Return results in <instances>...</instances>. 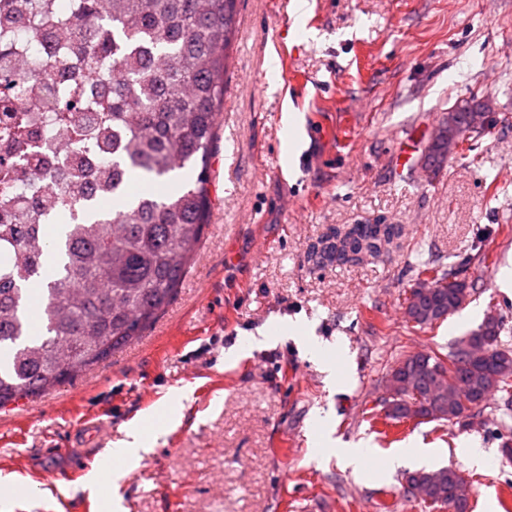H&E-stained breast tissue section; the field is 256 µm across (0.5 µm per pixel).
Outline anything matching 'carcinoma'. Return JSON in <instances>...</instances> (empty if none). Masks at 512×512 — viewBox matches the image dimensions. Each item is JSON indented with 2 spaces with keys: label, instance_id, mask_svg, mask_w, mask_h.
<instances>
[{
  "label": "carcinoma",
  "instance_id": "obj_1",
  "mask_svg": "<svg viewBox=\"0 0 512 512\" xmlns=\"http://www.w3.org/2000/svg\"><path fill=\"white\" fill-rule=\"evenodd\" d=\"M238 0H10L0 32L47 37L38 72L16 67L22 51L0 42V405L64 383L137 341L175 299L209 221L211 148L224 110V75ZM112 198L100 206L95 189ZM58 238L46 225L60 215ZM397 224L336 228L312 247L318 264L345 265L399 238ZM435 284L408 320L421 330L460 307L467 281L424 263ZM500 320L470 333L473 358L457 350L400 359L387 419L411 408L465 429L500 395L512 410V349ZM447 363L448 387L433 392L430 368ZM464 483L453 467L430 495L454 502Z\"/></svg>",
  "mask_w": 512,
  "mask_h": 512
}]
</instances>
